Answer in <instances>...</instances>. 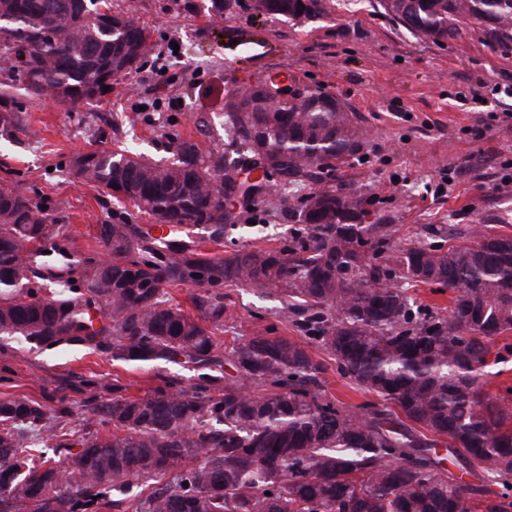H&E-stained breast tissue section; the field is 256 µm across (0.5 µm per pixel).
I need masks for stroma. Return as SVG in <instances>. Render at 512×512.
<instances>
[{"label":"stroma","instance_id":"35a3bbf8","mask_svg":"<svg viewBox=\"0 0 512 512\" xmlns=\"http://www.w3.org/2000/svg\"><path fill=\"white\" fill-rule=\"evenodd\" d=\"M239 0L217 19L206 0H112V9L151 32L153 49L111 92L78 107L9 89L21 129L0 149V182L45 204L70 263L104 254L99 226L125 220L145 226L132 207L102 196L68 173L75 154L137 144L166 156L174 138L201 148L235 150L221 119L227 94L282 74L296 88L335 95L368 127L367 145L336 182L372 197L394 241L421 237L446 224L463 232L484 224L512 233V42L495 43L482 29L442 45L410 35L376 0H328L329 14L309 24L261 15ZM177 49H170V42ZM486 101H469L470 93ZM466 101H459V94ZM140 113L139 123H125ZM207 115L205 132L195 120ZM293 193L272 188L246 211V226L226 230L223 245L195 236L209 255L288 239ZM220 342L275 328L291 336L277 298L250 288L223 290ZM194 382L186 365L162 361L133 367L85 348L0 345V397L30 398L47 411L71 408L83 425L84 402L112 395L113 382L144 395L163 378Z\"/></svg>","mask_w":512,"mask_h":512}]
</instances>
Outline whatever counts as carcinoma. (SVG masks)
<instances>
[{
    "mask_svg": "<svg viewBox=\"0 0 512 512\" xmlns=\"http://www.w3.org/2000/svg\"><path fill=\"white\" fill-rule=\"evenodd\" d=\"M379 6L435 44L468 26L512 40V0ZM252 8L294 23L328 14L327 0ZM150 49L111 0H0L6 87L76 106ZM224 127L248 158L180 138L165 158L119 146L71 162L70 175L150 224L101 225L106 258L83 262L78 292L36 284L59 230L0 183L1 339L104 349L133 366L182 358L197 371L189 387L167 378L144 396L112 386V397L87 402L95 421L82 429L67 411L45 425L37 400L0 399V512H512V407L484 390L512 354L509 343L493 350L512 335V234L432 228L430 239L396 246L371 220L369 198L319 189L288 209L299 228L279 245L198 253L176 235L201 227L223 243L240 220L228 208L239 171L298 192L336 177L366 142L356 116L317 89L281 101L234 93ZM19 129L0 106V145ZM186 284L203 289L190 295L195 315L173 296ZM422 284L449 293L448 314L408 294ZM224 285L277 295L300 338L266 329L220 348L224 295L211 289ZM318 351L378 402L329 394ZM439 447L483 484L462 481ZM489 484L500 488L493 498Z\"/></svg>",
    "mask_w": 512,
    "mask_h": 512,
    "instance_id": "carcinoma-1",
    "label": "carcinoma"
}]
</instances>
